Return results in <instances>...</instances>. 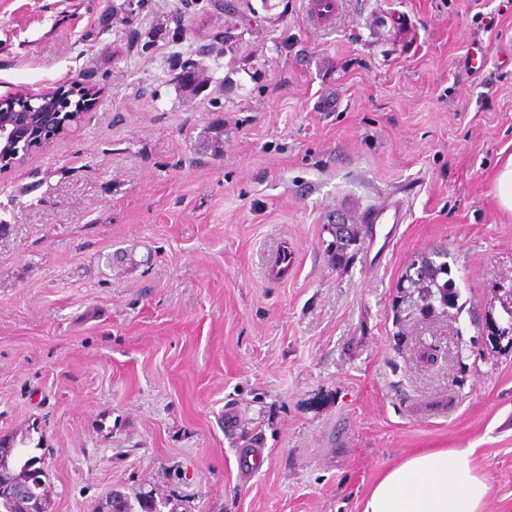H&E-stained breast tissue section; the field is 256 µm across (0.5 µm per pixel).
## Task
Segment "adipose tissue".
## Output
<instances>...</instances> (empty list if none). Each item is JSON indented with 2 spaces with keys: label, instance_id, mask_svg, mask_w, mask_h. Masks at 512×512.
I'll list each match as a JSON object with an SVG mask.
<instances>
[{
  "label": "adipose tissue",
  "instance_id": "ef3b65f1",
  "mask_svg": "<svg viewBox=\"0 0 512 512\" xmlns=\"http://www.w3.org/2000/svg\"><path fill=\"white\" fill-rule=\"evenodd\" d=\"M468 448L417 453L389 468L363 512H484L490 486Z\"/></svg>",
  "mask_w": 512,
  "mask_h": 512
}]
</instances>
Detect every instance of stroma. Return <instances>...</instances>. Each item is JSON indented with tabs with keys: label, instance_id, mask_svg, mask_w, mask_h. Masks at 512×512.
<instances>
[{
	"label": "stroma",
	"instance_id": "35a3bbf8",
	"mask_svg": "<svg viewBox=\"0 0 512 512\" xmlns=\"http://www.w3.org/2000/svg\"><path fill=\"white\" fill-rule=\"evenodd\" d=\"M222 2L0 0V96L97 93L0 172V441H40L49 512H362L452 448L512 512V347L477 327L512 279V0H340L322 28L308 0ZM407 186L384 265L364 240L337 265L332 225ZM439 246L457 308L396 322ZM493 188L499 207L512 214V155L499 165L494 176Z\"/></svg>",
	"mask_w": 512,
	"mask_h": 512
}]
</instances>
